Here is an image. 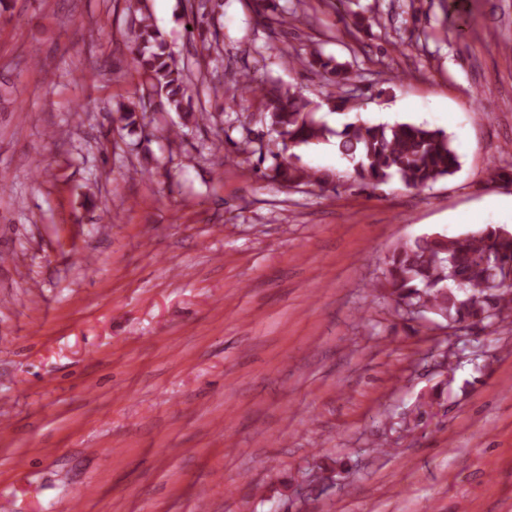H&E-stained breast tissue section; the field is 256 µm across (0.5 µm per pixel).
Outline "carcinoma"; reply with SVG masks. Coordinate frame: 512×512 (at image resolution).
I'll use <instances>...</instances> for the list:
<instances>
[{"label": "carcinoma", "mask_w": 512, "mask_h": 512, "mask_svg": "<svg viewBox=\"0 0 512 512\" xmlns=\"http://www.w3.org/2000/svg\"><path fill=\"white\" fill-rule=\"evenodd\" d=\"M222 6L219 0H198L191 10V31L198 32L202 48H207L205 24L209 12ZM126 8L140 15L133 39V60L144 77L139 102L117 108L126 125L137 123V113L155 104L174 112L180 123L169 129L179 138L182 128L207 119L192 109L185 66L169 50L164 33L154 22L146 0H126ZM255 24L273 34L288 26V17L265 13L258 0ZM311 72L327 83L343 89L350 80L348 71L332 57L313 52L307 60ZM242 97L261 96L266 100L268 133L273 138L262 142L249 135L229 141L232 151L258 155V161L273 159L266 176L292 188L299 185L324 187L330 182L327 171L298 164L292 149L329 138H336L341 159L352 167L351 178L365 189L376 190L392 179L407 189L422 190L453 176L460 162L451 138L426 124L348 122L333 130L314 117L311 101L301 92L268 84L248 73L237 82ZM375 287L397 305L427 309L445 320L448 327L512 325V230L487 224L459 236L441 233L405 242L387 257L382 278Z\"/></svg>", "instance_id": "1"}]
</instances>
